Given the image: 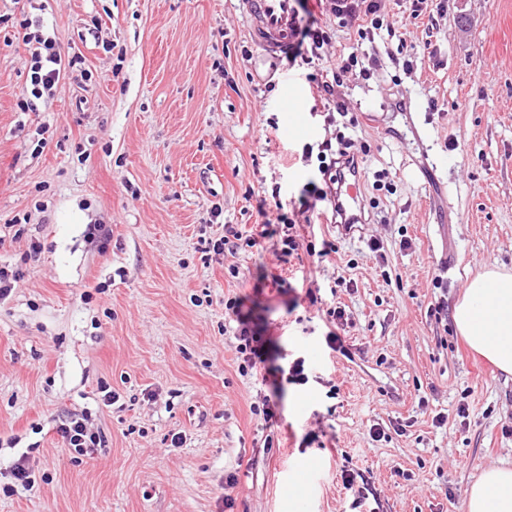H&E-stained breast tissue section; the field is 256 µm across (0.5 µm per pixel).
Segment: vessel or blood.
I'll return each mask as SVG.
<instances>
[{
  "label": "vessel or blood",
  "mask_w": 512,
  "mask_h": 512,
  "mask_svg": "<svg viewBox=\"0 0 512 512\" xmlns=\"http://www.w3.org/2000/svg\"><path fill=\"white\" fill-rule=\"evenodd\" d=\"M249 36L263 54L287 56L292 44L297 0H244ZM282 105L292 132H302L300 114L303 103L294 88H286ZM363 174L348 167L336 191V205L348 220L362 217L364 199L361 194Z\"/></svg>",
  "instance_id": "1"
}]
</instances>
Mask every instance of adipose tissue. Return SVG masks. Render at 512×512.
Segmentation results:
<instances>
[{
	"label": "adipose tissue",
	"mask_w": 512,
	"mask_h": 512,
	"mask_svg": "<svg viewBox=\"0 0 512 512\" xmlns=\"http://www.w3.org/2000/svg\"><path fill=\"white\" fill-rule=\"evenodd\" d=\"M454 322L469 346L512 375V273L489 269L468 282ZM465 512H512V468L491 467L470 489Z\"/></svg>",
	"instance_id": "obj_1"
}]
</instances>
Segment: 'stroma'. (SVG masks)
<instances>
[{"label": "stroma", "mask_w": 512, "mask_h": 512, "mask_svg": "<svg viewBox=\"0 0 512 512\" xmlns=\"http://www.w3.org/2000/svg\"><path fill=\"white\" fill-rule=\"evenodd\" d=\"M382 5L399 27L362 39L328 19L306 64L263 57L242 0H0V267L17 273L0 300V483L21 457L35 480L0 512H224L228 495L234 512H464L487 467L512 468V376L432 313L512 270V0ZM26 16L82 57L34 112L18 107ZM356 45L383 67L338 88L348 116L321 106L302 114L312 139L284 136V84L308 92ZM408 95L417 110L395 111ZM336 135L362 160L370 224H320L335 247L320 263L280 262L268 238L205 252L228 224L320 223L303 148ZM234 296L266 339L264 373L306 360L269 422L271 385L238 371ZM336 306L349 324L333 352ZM69 414L104 448L73 457ZM345 469L376 500L358 504Z\"/></svg>", "instance_id": "1"}]
</instances>
